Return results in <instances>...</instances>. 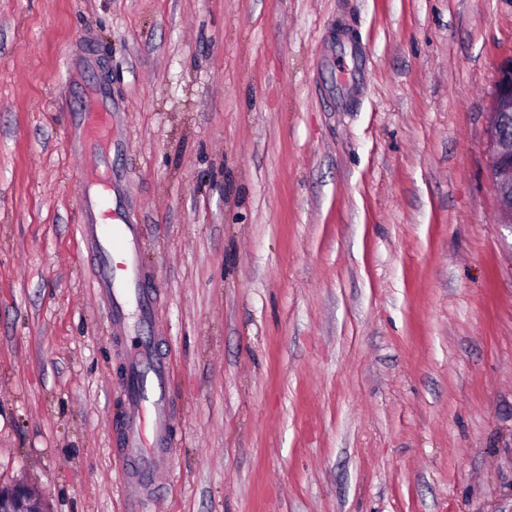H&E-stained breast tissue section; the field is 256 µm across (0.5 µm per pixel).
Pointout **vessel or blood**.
<instances>
[{
    "instance_id": "b4317fda",
    "label": "vessel or blood",
    "mask_w": 512,
    "mask_h": 512,
    "mask_svg": "<svg viewBox=\"0 0 512 512\" xmlns=\"http://www.w3.org/2000/svg\"><path fill=\"white\" fill-rule=\"evenodd\" d=\"M71 127L85 145L112 138V102L106 93L96 95L94 104L74 111ZM83 206L96 212L97 221L80 226L82 238L90 242L100 262L96 270L98 287L109 288L114 301L113 320L124 317L123 300L135 296L143 315H150L152 302L143 290L137 263L140 230L135 224L115 223L112 196L107 181H90L82 188ZM168 364L155 360L149 344L134 349L124 386L132 422L123 438L126 478L131 491L143 489L157 458L171 448L168 436L171 413L168 408Z\"/></svg>"
}]
</instances>
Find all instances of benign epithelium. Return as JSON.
Listing matches in <instances>:
<instances>
[{"label":"benign epithelium","mask_w":512,"mask_h":512,"mask_svg":"<svg viewBox=\"0 0 512 512\" xmlns=\"http://www.w3.org/2000/svg\"><path fill=\"white\" fill-rule=\"evenodd\" d=\"M512 114V57L502 61L494 79L489 108L486 176L497 200L498 223L512 228V134L506 130ZM32 492L22 483L0 484V512H38Z\"/></svg>","instance_id":"7a95c632"}]
</instances>
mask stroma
I'll list each match as a JSON object with an SVG mask.
<instances>
[{"label": "stroma", "mask_w": 512, "mask_h": 512, "mask_svg": "<svg viewBox=\"0 0 512 512\" xmlns=\"http://www.w3.org/2000/svg\"><path fill=\"white\" fill-rule=\"evenodd\" d=\"M512 0H0V482L50 512H512ZM104 83L112 146L67 145ZM141 228L111 322L82 171ZM176 446L133 495L127 354ZM486 176L497 200L498 224L512 229V56L500 63L489 108Z\"/></svg>", "instance_id": "stroma-1"}]
</instances>
